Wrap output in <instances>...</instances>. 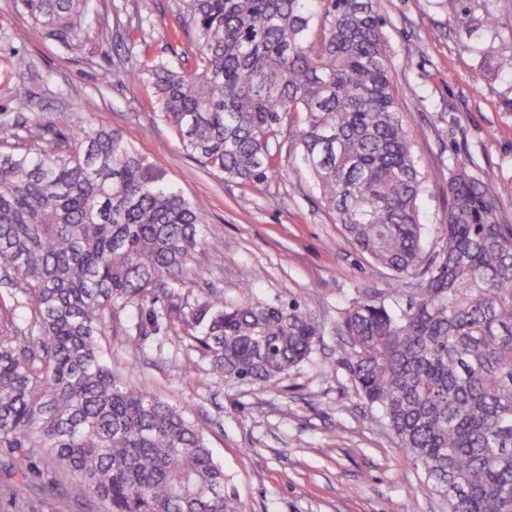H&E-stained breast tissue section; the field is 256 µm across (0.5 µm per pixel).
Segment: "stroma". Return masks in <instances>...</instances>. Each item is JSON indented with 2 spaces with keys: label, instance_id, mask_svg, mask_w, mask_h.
Returning a JSON list of instances; mask_svg holds the SVG:
<instances>
[{
  "label": "stroma",
  "instance_id": "obj_1",
  "mask_svg": "<svg viewBox=\"0 0 512 512\" xmlns=\"http://www.w3.org/2000/svg\"><path fill=\"white\" fill-rule=\"evenodd\" d=\"M179 0H101L107 23L85 28L80 57L63 52L29 25L21 0H0V121L40 115L57 128L105 126L165 170L186 198L204 201L205 231L223 236L220 252L196 255L192 283L158 289L157 308L180 309L220 289L241 297V284L270 303L298 299L324 324L308 363L281 382L232 385L213 373L183 329L154 333L148 318L122 313L100 339L114 373L186 408L224 468L243 512H446L426 477L399 448L379 415L360 399L339 359L346 339L338 312L355 289L387 288L333 224L297 154L282 158L281 176L257 185L225 181L181 148L177 135L153 118L150 88L118 67L134 68L140 51L176 58ZM474 15L499 16L493 30L456 28L448 0H379L404 123L426 177L421 218L425 246L442 245L448 170L465 164L492 188L500 223L512 225V0H462ZM24 39H15L17 29ZM34 64L30 95L11 78V61ZM96 96L98 108L83 111ZM191 373H183L186 362ZM39 476L0 466V512H104L101 503L53 461ZM25 486L23 499L6 492Z\"/></svg>",
  "mask_w": 512,
  "mask_h": 512
}]
</instances>
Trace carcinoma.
Returning <instances> with one entry per match:
<instances>
[{"mask_svg":"<svg viewBox=\"0 0 512 512\" xmlns=\"http://www.w3.org/2000/svg\"><path fill=\"white\" fill-rule=\"evenodd\" d=\"M193 67L151 61L131 76L154 116L206 169L242 184L299 152L344 233L389 271L340 310V364L448 512H512V225L465 166L448 176L442 246L426 250L425 177L390 79L377 0H180ZM67 54L96 0H22ZM453 24L494 28L448 0ZM26 94L33 62L15 57ZM0 151V448L6 467L53 459L104 512H239L223 466L186 411L113 372L99 337L169 281L192 280L203 205L103 126L69 137L46 120ZM420 282L407 304V281ZM212 371L265 386L306 362L324 325L296 300L211 293L171 310Z\"/></svg>","mask_w":512,"mask_h":512,"instance_id":"1","label":"carcinoma"}]
</instances>
